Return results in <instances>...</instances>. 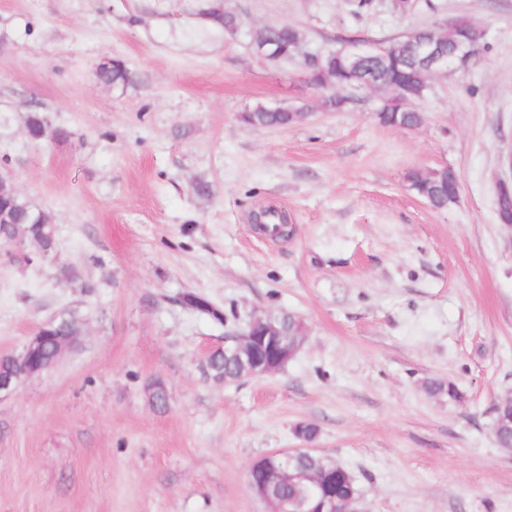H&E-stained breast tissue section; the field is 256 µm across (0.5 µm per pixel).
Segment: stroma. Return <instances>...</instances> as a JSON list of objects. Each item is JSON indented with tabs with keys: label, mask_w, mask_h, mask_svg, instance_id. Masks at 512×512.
I'll return each mask as SVG.
<instances>
[{
	"label": "stroma",
	"mask_w": 512,
	"mask_h": 512,
	"mask_svg": "<svg viewBox=\"0 0 512 512\" xmlns=\"http://www.w3.org/2000/svg\"><path fill=\"white\" fill-rule=\"evenodd\" d=\"M210 2L0 0V174L56 230L45 260L0 241V353L81 323L52 369L0 397V512H267L248 468L298 447L301 423L353 474L362 512H512V453L494 437L512 392V228L495 194L512 153V0L403 15L374 0L359 17L346 0H224L232 35ZM449 17L485 49L429 79L417 128L378 123L385 92L331 112L303 81L302 54ZM272 25L298 30L300 56L256 55L252 32ZM106 57L134 83L96 81ZM259 104L307 116L257 129L242 115ZM33 112L71 138L31 139ZM444 167L459 196L436 209L406 175ZM271 207L288 235L256 230ZM266 313L303 319L294 358L215 379L207 352Z\"/></svg>",
	"instance_id": "1"
}]
</instances>
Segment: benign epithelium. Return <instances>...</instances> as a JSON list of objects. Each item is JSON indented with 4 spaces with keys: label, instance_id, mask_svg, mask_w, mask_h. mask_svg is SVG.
Segmentation results:
<instances>
[{
    "label": "benign epithelium",
    "instance_id": "7a95c632",
    "mask_svg": "<svg viewBox=\"0 0 512 512\" xmlns=\"http://www.w3.org/2000/svg\"><path fill=\"white\" fill-rule=\"evenodd\" d=\"M407 38L422 57L424 79L448 68V43L443 34L416 31L408 34ZM254 50L270 61L285 60L299 52L297 47L287 53L264 45H256ZM382 50L384 47L380 44L352 42L333 51V56L339 64L356 65ZM453 55L471 62L479 55L476 40L455 44ZM45 339L40 329L20 349L3 354L11 369L0 373V395L15 392L26 380L50 369L40 361ZM216 353L223 354L224 362L236 368L239 380L272 374L288 361V330L276 316L254 315L239 330L224 337V346L210 350L206 358ZM494 411L497 415L495 435L512 437V396L500 399ZM295 434L304 439L301 447L271 452L250 465L247 484L251 493L268 504L270 512H361L358 507L360 498L338 497L336 489L329 488L336 482V473L326 470L309 473L297 465L298 457L303 451L314 449V444L307 439L306 425H298ZM288 484L301 490L300 501L293 502L281 492V488Z\"/></svg>",
    "mask_w": 512,
    "mask_h": 512
}]
</instances>
